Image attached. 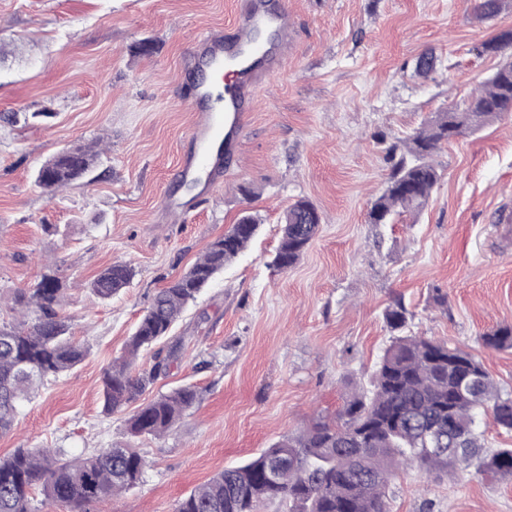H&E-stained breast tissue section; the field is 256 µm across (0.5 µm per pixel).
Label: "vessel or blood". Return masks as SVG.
Listing matches in <instances>:
<instances>
[{"mask_svg": "<svg viewBox=\"0 0 512 512\" xmlns=\"http://www.w3.org/2000/svg\"><path fill=\"white\" fill-rule=\"evenodd\" d=\"M287 42L286 14L268 0H248L225 33L198 39L214 78L196 85L190 99L196 119L188 133L193 148L180 160L183 177L202 175L206 190L219 187L224 155L214 150V140L244 129L254 88L282 67L279 54Z\"/></svg>", "mask_w": 512, "mask_h": 512, "instance_id": "1", "label": "vessel or blood"}]
</instances>
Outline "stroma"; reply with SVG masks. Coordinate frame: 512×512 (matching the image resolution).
<instances>
[{
	"label": "stroma",
	"instance_id": "obj_1",
	"mask_svg": "<svg viewBox=\"0 0 512 512\" xmlns=\"http://www.w3.org/2000/svg\"><path fill=\"white\" fill-rule=\"evenodd\" d=\"M291 22L287 64L256 87L241 144L215 193L186 180L179 159L195 120L187 100L198 37L221 32L241 0H0V327L20 317L17 289L57 273L62 313L87 349L74 369L24 402L0 435L17 448L67 457L140 449L141 482L91 512H173L219 471L334 418L369 389L394 334L385 313L408 310L405 334L474 355L512 393V349L483 333L512 326V115L435 155L428 205L391 224L367 212L384 191L387 153L434 113L462 103L499 64L485 42L512 30V0L492 19L476 0H281ZM149 40L151 54L133 53ZM434 50L437 68L415 71ZM75 144L101 153L92 174L46 194L35 177ZM321 214L299 262L271 264L280 219L300 198ZM183 202L165 215L163 199ZM260 232L190 304L172 334L181 356L140 403L191 385L201 400L162 438L134 437L132 408L107 413L102 376L120 357L154 292L186 270L243 212ZM115 263L132 268L107 301L91 291ZM390 512H512V480L399 471Z\"/></svg>",
	"mask_w": 512,
	"mask_h": 512
}]
</instances>
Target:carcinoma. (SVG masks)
I'll return each mask as SVG.
<instances>
[{
    "label": "carcinoma",
    "instance_id": "carcinoma-1",
    "mask_svg": "<svg viewBox=\"0 0 512 512\" xmlns=\"http://www.w3.org/2000/svg\"><path fill=\"white\" fill-rule=\"evenodd\" d=\"M505 0H477L486 19L496 17ZM512 48V31L483 44L499 55ZM512 112V59L499 64L481 88L461 105L438 112L402 142L385 192L371 205L370 224H389L428 203L440 180L432 156L442 145L467 131H477ZM98 151L78 146L49 157L38 169L37 183L49 194L67 187L96 165ZM283 234L273 259L279 271L293 267L317 236L321 215L314 203L301 198L283 218ZM259 220L250 214L224 235L178 278L159 289L139 319L125 354L114 360L102 378L103 406L116 412L135 402L146 387L167 376L179 345L167 354L154 353L147 371H134L139 353L166 338L184 308L195 301L224 266L233 262L256 236ZM133 270L114 264L92 282V292L109 300L126 288ZM60 280L45 274L30 288H20L13 308L29 312L31 321L0 327V435L14 430L19 406L29 391L49 377L77 366L86 349L70 335L60 315ZM393 330L407 323V309L395 301L386 312ZM492 349L512 348V328L499 327L482 336ZM471 376L475 385L461 390ZM371 396L354 394L331 422L320 421L299 434H288L241 464L229 467L180 498L174 512H262L278 501L287 512H389L387 490L399 464L416 465L429 474L469 468L484 478H512V448L488 451L479 430L481 417L512 431V393H503L483 364L470 353L424 336H396L385 349L371 378ZM199 403V393L184 386L140 407L129 419L135 436L163 437ZM446 428L440 454L426 449L428 431ZM288 461L281 479L270 476L274 462ZM147 461L135 448H103L83 458H66L49 448H17L0 459V512H32L31 494L41 490L44 503L62 504L69 512H86L134 487Z\"/></svg>",
    "mask_w": 512,
    "mask_h": 512
}]
</instances>
